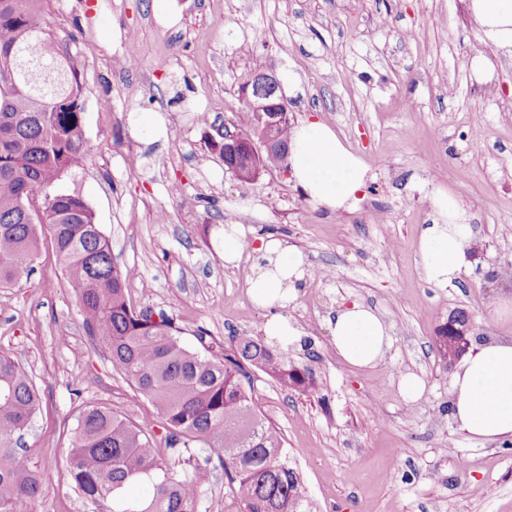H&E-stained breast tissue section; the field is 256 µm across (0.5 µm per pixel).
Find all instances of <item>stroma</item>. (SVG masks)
<instances>
[{
    "label": "stroma",
    "instance_id": "obj_1",
    "mask_svg": "<svg viewBox=\"0 0 512 512\" xmlns=\"http://www.w3.org/2000/svg\"><path fill=\"white\" fill-rule=\"evenodd\" d=\"M43 5L83 87L86 153L58 188L83 197L117 262L136 270V309L166 312L183 343L197 347L203 335L219 351L234 336L264 340L274 314L249 294L260 240H284L329 270L282 310L301 333L288 359L311 371L315 391L250 373L255 406L281 429L314 512H512V447L474 443L449 420V374L434 344L460 309L475 335L512 341V320L488 311L512 299V56L481 34L468 0ZM129 44L141 57L132 72L120 64ZM477 55L493 65L482 79L469 66ZM259 71L280 80L292 122L326 123L367 165L355 208L319 206L283 168L252 183L225 172L211 138ZM438 191L465 207L473 234L470 265L445 287L426 281L419 249ZM228 224L248 241L234 267L224 263ZM34 267L0 288V351L41 394L19 446L53 480L14 512H91L69 474L79 410L101 405L156 438L165 431L87 334L49 245ZM355 301L391 338L369 367L345 364L332 343L330 314ZM407 375L424 382L413 402L400 387Z\"/></svg>",
    "mask_w": 512,
    "mask_h": 512
}]
</instances>
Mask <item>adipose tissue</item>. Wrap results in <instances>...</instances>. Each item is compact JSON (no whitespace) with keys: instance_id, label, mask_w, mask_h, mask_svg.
Segmentation results:
<instances>
[{"instance_id":"adipose-tissue-1","label":"adipose tissue","mask_w":512,"mask_h":512,"mask_svg":"<svg viewBox=\"0 0 512 512\" xmlns=\"http://www.w3.org/2000/svg\"><path fill=\"white\" fill-rule=\"evenodd\" d=\"M469 10L484 36L512 54V0H469ZM288 155L296 185L314 202L332 211L357 203L368 168L327 124L304 119L294 125ZM434 204L439 218L423 228L420 249L427 282L444 287L468 264L472 229L455 198L439 194ZM256 252L258 264L249 280L255 303L269 308L296 301L306 277L301 252L275 238L262 241ZM329 324L336 351L348 365H374L390 346L382 321L363 304L337 309ZM449 387V415L469 440H512V342L473 341Z\"/></svg>"}]
</instances>
